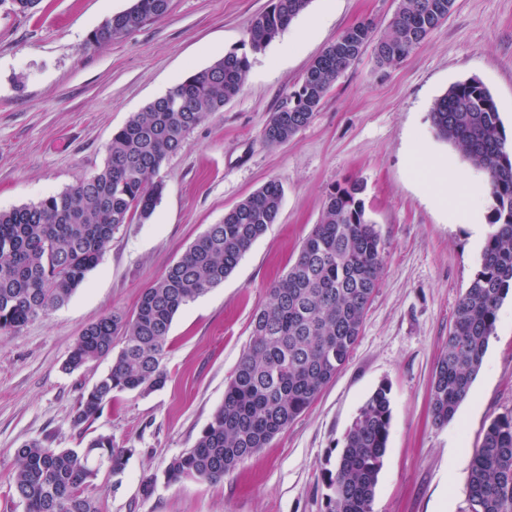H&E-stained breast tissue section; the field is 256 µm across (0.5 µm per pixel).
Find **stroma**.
Here are the masks:
<instances>
[{"mask_svg":"<svg viewBox=\"0 0 512 512\" xmlns=\"http://www.w3.org/2000/svg\"><path fill=\"white\" fill-rule=\"evenodd\" d=\"M331 12L302 46L251 55L241 92L210 115L159 176L165 190L149 221L123 225L99 265L64 306L0 335V512H23L8 495L15 448L49 439L82 448L111 435L130 448L124 470L100 473L89 492L101 512H324L326 459L380 383L391 386L388 449L372 512H467L471 452L491 420L512 411V297L498 312L469 396L445 426L433 423L430 386L454 312L477 271L484 237L469 203L431 199L430 168L462 180L470 165L436 137L430 111L453 84L479 79L512 136V0H455L446 22L406 58L378 66L365 48L310 123L268 147L261 131L300 85L311 62L345 29L386 24L400 0H328ZM133 0H41L18 14L0 0V210L39 201L91 175L129 117L193 71L244 52L251 18L271 0H171L168 14L95 51L90 32ZM284 190L269 226L224 282L175 315L165 355L169 378L147 394L126 392L90 426L76 405L110 360L67 372L82 330L102 316L132 314L143 288L210 225L269 180ZM363 183L383 248L378 288L348 362L314 403L266 448L219 483H158L193 447L247 347L255 313L319 224L328 190Z\"/></svg>","mask_w":512,"mask_h":512,"instance_id":"stroma-1","label":"stroma"}]
</instances>
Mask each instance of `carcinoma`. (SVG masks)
Returning a JSON list of instances; mask_svg holds the SVG:
<instances>
[{
  "label": "carcinoma",
  "instance_id": "cac0c4a2",
  "mask_svg": "<svg viewBox=\"0 0 512 512\" xmlns=\"http://www.w3.org/2000/svg\"><path fill=\"white\" fill-rule=\"evenodd\" d=\"M310 0H272L250 21L251 52L264 51ZM170 0H135L89 36L96 48L126 39L163 17ZM454 0H402L382 31L371 20L344 30L317 56L297 90L262 130L267 146L288 142L306 127L340 74L369 43L379 66L398 63L448 19ZM250 59L229 52L134 113L112 135L104 165L39 202L0 211V334L17 332L67 303L97 267L119 228L149 220L164 183L156 179L190 133L242 89ZM437 136L490 177L489 233L479 269L454 314L446 351L431 387L435 424L451 420L481 367L498 311L512 292V143L490 90L477 79L448 88L433 104ZM348 180L326 195L320 223L303 240L287 274L253 318L252 337L195 445L171 460L167 484L218 482L265 447L333 381L356 345L383 262L381 240L362 194ZM284 190L275 179L224 214L145 288L133 314L112 313L87 325L64 369L73 372L112 358V366L79 400L73 423H94L123 392L150 393L168 380L169 331L186 304L224 282L251 245L275 223ZM392 419L391 388L380 384L360 408L325 470V512H372ZM129 448L107 434L79 451L34 440L14 451L11 498L24 512H100L89 488L101 470L120 473ZM468 512H512V412L495 417L475 450Z\"/></svg>",
  "mask_w": 512,
  "mask_h": 512
}]
</instances>
